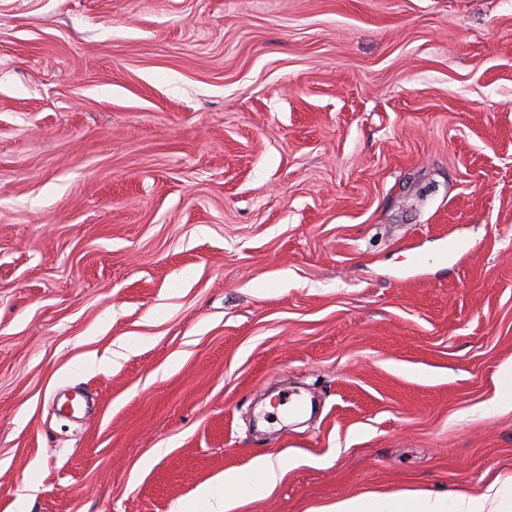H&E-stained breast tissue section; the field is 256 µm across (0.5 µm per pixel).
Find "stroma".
<instances>
[{
	"label": "stroma",
	"mask_w": 512,
	"mask_h": 512,
	"mask_svg": "<svg viewBox=\"0 0 512 512\" xmlns=\"http://www.w3.org/2000/svg\"><path fill=\"white\" fill-rule=\"evenodd\" d=\"M509 363L512 0H0V512L480 492ZM501 386L495 397L486 402L482 409L485 412H498L512 407V366L507 365L500 370ZM286 470L287 462L282 457L257 456L248 467L225 471L216 482L200 487L196 500L204 505L203 511L231 512L239 498H258L271 492Z\"/></svg>",
	"instance_id": "35a3bbf8"
}]
</instances>
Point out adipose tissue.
Masks as SVG:
<instances>
[{
  "mask_svg": "<svg viewBox=\"0 0 512 512\" xmlns=\"http://www.w3.org/2000/svg\"><path fill=\"white\" fill-rule=\"evenodd\" d=\"M287 470L281 457H255L248 467L226 471L216 482L200 487L196 499L205 512H232L239 498L271 492ZM315 512H512V477L494 479L483 492L461 488L432 495L402 491L346 497Z\"/></svg>",
  "mask_w": 512,
  "mask_h": 512,
  "instance_id": "adipose-tissue-1",
  "label": "adipose tissue"
}]
</instances>
